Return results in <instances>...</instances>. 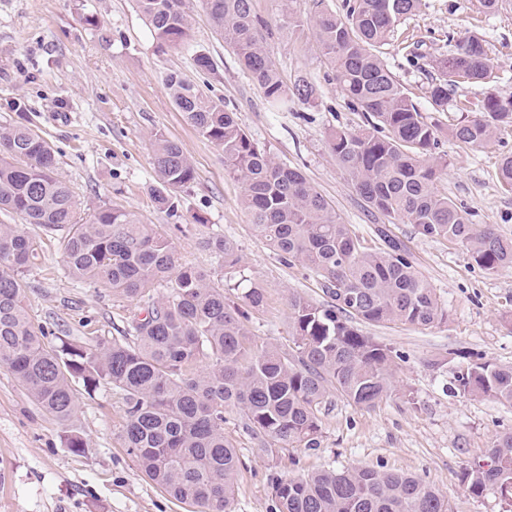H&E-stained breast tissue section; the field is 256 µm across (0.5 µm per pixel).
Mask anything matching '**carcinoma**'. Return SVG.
Returning <instances> with one entry per match:
<instances>
[{"label": "carcinoma", "mask_w": 512, "mask_h": 512, "mask_svg": "<svg viewBox=\"0 0 512 512\" xmlns=\"http://www.w3.org/2000/svg\"><path fill=\"white\" fill-rule=\"evenodd\" d=\"M161 47L179 48L189 38L185 0H136ZM421 0H351L345 16L329 9L312 18L324 55L349 104L366 123L338 129L329 148L370 209L384 217L365 246L297 168L278 163L224 108L175 72L165 84L185 122L224 151L225 175L242 184V205L254 230L281 259L321 279L327 297L317 303L296 293L288 302L292 346L281 350L250 333L247 312L264 289H243L239 301L224 295V279L177 263L169 241L138 216L105 204L84 218L70 184L58 172L50 143L25 124L0 125V211L34 224L60 243L69 273L137 301L145 316L128 335L86 347L45 343L29 320L20 275L40 256L39 242L17 224H0V365L7 367L34 402L65 426V446L84 453L87 442L73 427L71 381L89 392L101 383L125 403L122 437L142 473L176 501L197 512H233L234 476L242 460L224 436L226 414L237 412L263 450L319 447V422L331 391L362 408L392 392L395 356L364 335L358 322L427 326L448 317L435 289L418 271L407 244L390 225L412 224L416 233L463 246L488 274L512 268V239L491 225L470 223L463 206L438 188L442 167L431 160L437 128L395 80L373 50L386 44ZM214 26L233 47L242 68L274 112L307 103L309 87L290 89L276 76L259 38L264 22L251 0H205ZM438 76L425 98L448 111L451 92L475 78L491 77L477 38L456 43L436 62ZM479 114L449 127L467 147H480L512 126V97L489 95ZM159 207L174 210V195L195 180L180 145L153 136ZM512 191V155L497 167ZM205 246L224 259L232 279L238 257L221 236ZM166 289L157 299L154 288ZM454 390L512 404V367L469 363ZM472 493H492L512 512V431L497 437L487 459L470 464ZM277 512H450L448 499L411 474L370 467L327 469L273 484Z\"/></svg>", "instance_id": "cac0c4a2"}]
</instances>
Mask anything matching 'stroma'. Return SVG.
Listing matches in <instances>:
<instances>
[{
	"instance_id": "1",
	"label": "stroma",
	"mask_w": 512,
	"mask_h": 512,
	"mask_svg": "<svg viewBox=\"0 0 512 512\" xmlns=\"http://www.w3.org/2000/svg\"><path fill=\"white\" fill-rule=\"evenodd\" d=\"M345 0H253L259 31L285 85L309 84L312 97L288 112H271L260 87L211 24L203 0H186L191 29L179 49L159 48L135 0H0V122L29 123L56 151L59 172L85 212L109 204L144 219L169 240L179 264L224 273L203 247L210 236L235 249L244 279L264 290L248 327L261 340L289 344L288 299L299 292L324 302L316 275L282 261L253 230L242 187L224 175L223 150L184 121L166 87L175 72L236 112L239 124L276 161L300 169L365 241L378 221L328 147L339 128H356L351 108L310 24L318 6L342 10ZM483 41L492 77L458 88L457 98L512 96V0L498 11L478 0H421L380 56L416 102L437 74L435 64L464 38ZM214 69L200 70L196 50ZM439 129L435 157L440 187L461 204L471 223L490 224L512 239V192L496 166L512 153V128L480 147H461L448 134L460 112L424 110ZM163 132L192 161L196 178L181 192L176 215L155 206L152 139ZM393 232L409 246L422 275L448 312L429 326L363 325L397 355L396 394L375 407L339 396L321 417L320 446L261 451L230 414L224 434L237 446L234 512H275L272 483L323 469L370 466L418 476L448 498L452 512H501L498 498L473 495L462 481L499 434L512 431V405L486 396L454 394L450 386L469 361L512 366V269L486 274L460 245L424 238L413 225ZM27 313L50 344H82L123 336L141 313L136 301L74 279L54 239H43L37 265L23 273ZM75 423L86 453L66 448L63 428L45 415L6 367L0 366V512H189L145 477L121 437L125 404L111 386L86 392L73 381Z\"/></svg>"
}]
</instances>
